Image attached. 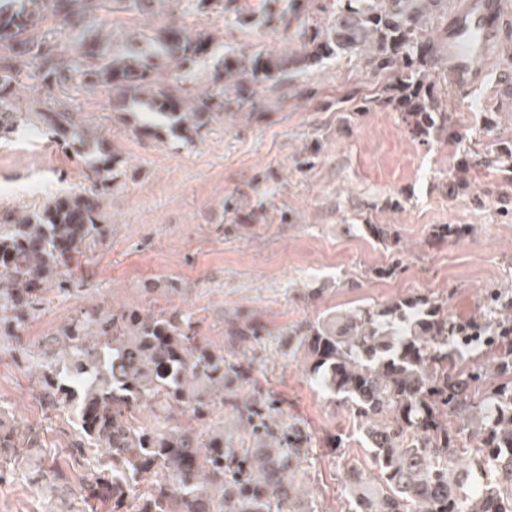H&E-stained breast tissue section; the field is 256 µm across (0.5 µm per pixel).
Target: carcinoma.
Returning <instances> with one entry per match:
<instances>
[{
    "instance_id": "obj_1",
    "label": "carcinoma",
    "mask_w": 512,
    "mask_h": 512,
    "mask_svg": "<svg viewBox=\"0 0 512 512\" xmlns=\"http://www.w3.org/2000/svg\"><path fill=\"white\" fill-rule=\"evenodd\" d=\"M163 0H0V136L24 120L17 88L76 86L112 92V111L139 106V131L164 127L190 143L227 115L260 116L278 103L291 67L360 54L388 77L385 102L400 110L413 140L458 133L448 125L443 42L448 0H266L237 23L288 32L305 26L294 58L227 50L214 61L203 94L182 85L197 77L215 38L169 22L122 40L102 18L134 17ZM170 71L171 81L159 78ZM68 101L36 113L57 144L97 153L104 190L117 186L121 154L76 121ZM512 157L466 153L453 188L470 189L469 172ZM98 191L55 195L42 208L0 216V346L20 342L48 287L73 284L70 266L104 235ZM379 242L398 244L389 224H369ZM460 224H436L428 241L460 240ZM256 318L224 317V335L241 348L267 335ZM303 347L311 375L339 405L365 444L371 466L346 467L347 512H512V293L488 291L483 313H448V301L418 295L336 310L307 325ZM44 404H71L79 419L72 450L93 449L107 462L71 496V475L0 411V479L36 478L60 512H315L299 475L309 434L275 420L281 400L255 386L253 363L230 360L198 337L189 313L158 309L86 311L61 325L29 358ZM259 443L243 448L224 426L206 422L215 405ZM154 422L143 423V408ZM203 421L173 425L175 414ZM153 473L152 487L129 500L131 484Z\"/></svg>"
}]
</instances>
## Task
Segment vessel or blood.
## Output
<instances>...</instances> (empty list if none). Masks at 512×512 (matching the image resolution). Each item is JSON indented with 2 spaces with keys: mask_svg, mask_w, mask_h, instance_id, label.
<instances>
[{
  "mask_svg": "<svg viewBox=\"0 0 512 512\" xmlns=\"http://www.w3.org/2000/svg\"><path fill=\"white\" fill-rule=\"evenodd\" d=\"M512 19V0H452L448 17V77L459 88L482 87L493 48Z\"/></svg>",
  "mask_w": 512,
  "mask_h": 512,
  "instance_id": "obj_1",
  "label": "vessel or blood"
}]
</instances>
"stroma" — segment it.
I'll return each instance as SVG.
<instances>
[{"instance_id":"obj_1","label":"stroma","mask_w":512,"mask_h":512,"mask_svg":"<svg viewBox=\"0 0 512 512\" xmlns=\"http://www.w3.org/2000/svg\"><path fill=\"white\" fill-rule=\"evenodd\" d=\"M164 8L223 50L289 55L298 42L241 28L230 7L202 14L194 0H166ZM386 82L359 57L328 59L293 72L278 108L210 124L191 143L136 135L118 122L108 90L70 89L84 123L120 148L119 185L103 196L107 233L75 269L76 288L49 292L20 347L0 349V408L40 433L42 455L65 463L75 483L96 472L97 459L68 452L78 433L73 414L45 406L23 352H38L78 313L131 307L193 314L200 338L220 348L224 316L237 311L270 331L252 353L258 386L283 399L282 423L312 434L303 462L312 502L319 512H346L345 468L366 454L289 333L358 300L427 295L466 317L482 310L488 289H512V214L500 205L501 193L512 192V161L473 169L467 192L451 187L465 152L512 140V95L449 89L457 139L422 143L398 110L377 102ZM94 186L91 168L42 130L0 139V189L13 191L0 197V214ZM369 224L391 225L401 254L368 235ZM436 224L471 231L431 249L425 241ZM339 432L344 446L329 448L328 434ZM0 512L50 510L37 486L9 476L0 481Z\"/></svg>"}]
</instances>
